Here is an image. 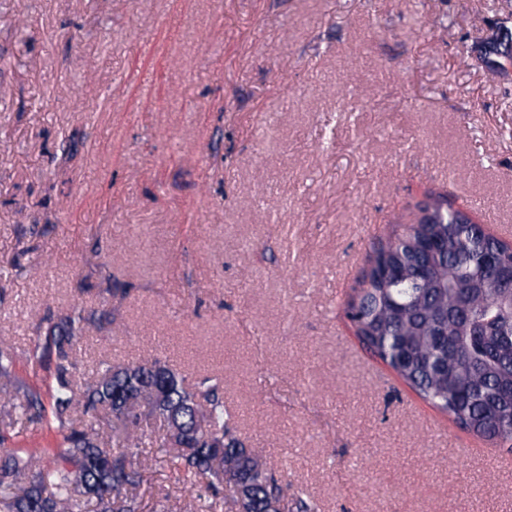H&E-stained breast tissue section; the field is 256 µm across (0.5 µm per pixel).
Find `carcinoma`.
Here are the masks:
<instances>
[{"label": "carcinoma", "mask_w": 512, "mask_h": 512, "mask_svg": "<svg viewBox=\"0 0 512 512\" xmlns=\"http://www.w3.org/2000/svg\"><path fill=\"white\" fill-rule=\"evenodd\" d=\"M419 211L373 247V264L345 312L366 348L423 399L512 451V294L489 273L491 259L508 263L512 253L445 196ZM100 320L77 307L48 323L29 354L39 364L55 361L47 403L13 373L16 353L0 340V418L18 410L46 421L62 436L63 461L44 466L0 440V512H85L89 503L95 512H140L141 418L104 437L130 399L154 404L162 429L154 443L174 469L204 487L209 508L223 505L229 491L237 512H281L288 485L237 437L218 383L204 377L188 385L160 361L79 372L77 345Z\"/></svg>", "instance_id": "cac0c4a2"}]
</instances>
